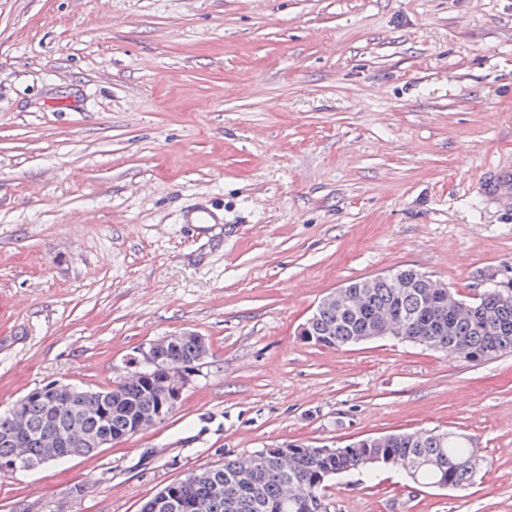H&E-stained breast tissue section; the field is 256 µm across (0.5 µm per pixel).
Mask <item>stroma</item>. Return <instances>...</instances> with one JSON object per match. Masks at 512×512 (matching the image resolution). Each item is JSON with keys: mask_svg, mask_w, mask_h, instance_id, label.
Returning <instances> with one entry per match:
<instances>
[{"mask_svg": "<svg viewBox=\"0 0 512 512\" xmlns=\"http://www.w3.org/2000/svg\"><path fill=\"white\" fill-rule=\"evenodd\" d=\"M509 157L512 0H0V411L210 345L164 421L0 476V512H139L228 456L431 429L473 438L475 485L383 468L335 512H512V355L298 335L400 267L512 283V207L480 196Z\"/></svg>", "mask_w": 512, "mask_h": 512, "instance_id": "stroma-1", "label": "stroma"}]
</instances>
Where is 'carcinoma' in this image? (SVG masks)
<instances>
[{
  "mask_svg": "<svg viewBox=\"0 0 512 512\" xmlns=\"http://www.w3.org/2000/svg\"><path fill=\"white\" fill-rule=\"evenodd\" d=\"M411 271L398 268L393 280L372 277L338 289L336 301L309 326L312 343L343 348L365 341L362 333L377 326L398 341L457 363L487 362L512 352V334L500 339L496 332L503 325L512 327V303L502 302L496 289L489 287L462 305L451 289L433 287L429 275L422 287H409ZM156 347L168 371L149 380L126 366L101 390V397L60 403L50 414L37 404L0 413V434L19 432L27 439L21 448L0 441V460L51 457L61 451L86 456L85 439L90 435L117 441L153 427L157 410H168L178 369L199 356V345L192 339L173 347L164 338ZM354 444L336 458L304 443L226 457L221 464L172 481L174 506L168 512H328L324 488L336 477L388 467L426 488L458 490L474 483L483 462L467 437L449 431L369 436Z\"/></svg>",
  "mask_w": 512,
  "mask_h": 512,
  "instance_id": "carcinoma-1",
  "label": "carcinoma"
}]
</instances>
